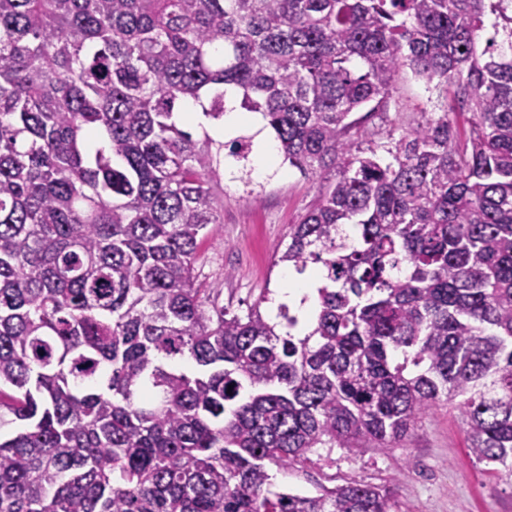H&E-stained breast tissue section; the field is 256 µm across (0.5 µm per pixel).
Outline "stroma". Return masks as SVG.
I'll use <instances>...</instances> for the list:
<instances>
[{
	"label": "stroma",
	"instance_id": "obj_1",
	"mask_svg": "<svg viewBox=\"0 0 512 512\" xmlns=\"http://www.w3.org/2000/svg\"><path fill=\"white\" fill-rule=\"evenodd\" d=\"M441 106L436 90L403 74L373 131L402 134ZM236 175L234 163L225 161L223 222L204 243L197 268L203 286L218 293L226 308L238 311L257 304L267 316L285 300L289 270L277 258L288 242V229L304 216L319 182L274 164L253 170L247 187ZM265 294L270 300L264 304L260 298ZM273 480L309 495L320 484L388 487L402 512H512V481L488 474L486 464L469 455L458 414L445 406L429 411L396 447L316 453L305 466L274 472Z\"/></svg>",
	"mask_w": 512,
	"mask_h": 512
}]
</instances>
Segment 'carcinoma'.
Listing matches in <instances>:
<instances>
[{"label": "carcinoma", "instance_id": "1", "mask_svg": "<svg viewBox=\"0 0 512 512\" xmlns=\"http://www.w3.org/2000/svg\"><path fill=\"white\" fill-rule=\"evenodd\" d=\"M503 0H0V512H400L274 483L434 407L512 477V27ZM410 71L448 112L364 145ZM319 180L276 263L313 315L202 287L226 88ZM233 389H228V386Z\"/></svg>", "mask_w": 512, "mask_h": 512}]
</instances>
